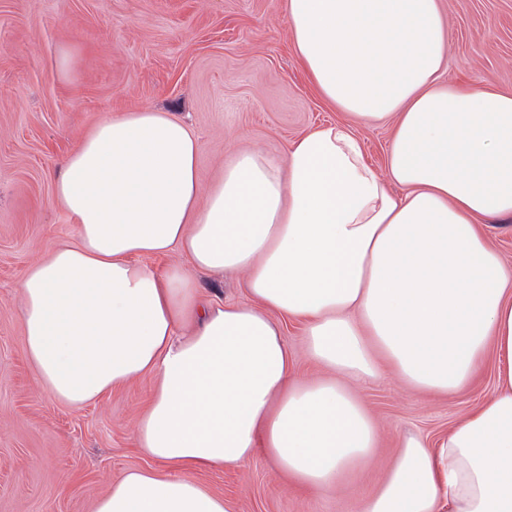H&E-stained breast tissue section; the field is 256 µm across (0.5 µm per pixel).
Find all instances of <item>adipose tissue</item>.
<instances>
[{"label":"adipose tissue","mask_w":512,"mask_h":512,"mask_svg":"<svg viewBox=\"0 0 512 512\" xmlns=\"http://www.w3.org/2000/svg\"><path fill=\"white\" fill-rule=\"evenodd\" d=\"M284 10L311 85L350 123L315 127L278 159L237 153L204 197L187 124L125 112L96 124L54 183L77 234L18 283L26 358L74 408L154 380L133 440L155 466L124 473L95 512H229L194 474L259 452L302 490L336 488L381 437L353 384L391 373L457 395L489 359L493 394L447 433L401 434L361 512H512V267L478 227L512 218V94L445 81L441 0ZM356 120L392 121L385 171ZM172 251L185 264L138 262ZM227 271L244 273L247 302L202 296L199 275ZM287 319L330 376L297 373Z\"/></svg>","instance_id":"1"}]
</instances>
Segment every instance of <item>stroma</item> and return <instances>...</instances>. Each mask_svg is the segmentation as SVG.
I'll list each match as a JSON object with an SVG mask.
<instances>
[{
  "mask_svg": "<svg viewBox=\"0 0 512 512\" xmlns=\"http://www.w3.org/2000/svg\"><path fill=\"white\" fill-rule=\"evenodd\" d=\"M284 0H0V512H93L111 483L153 462L133 443L151 377L75 409L44 394L23 352L18 282L76 226L51 206L81 136L109 115L171 112L202 142V191L238 150L282 157L311 128L345 121L310 86ZM445 78L512 93V0H443ZM70 51L69 76L58 69ZM493 373L448 398L398 378L357 384L382 436L345 486L304 494L264 454L198 472L231 512H358L405 431L435 436L489 398Z\"/></svg>",
  "mask_w": 512,
  "mask_h": 512,
  "instance_id": "obj_1",
  "label": "stroma"
}]
</instances>
